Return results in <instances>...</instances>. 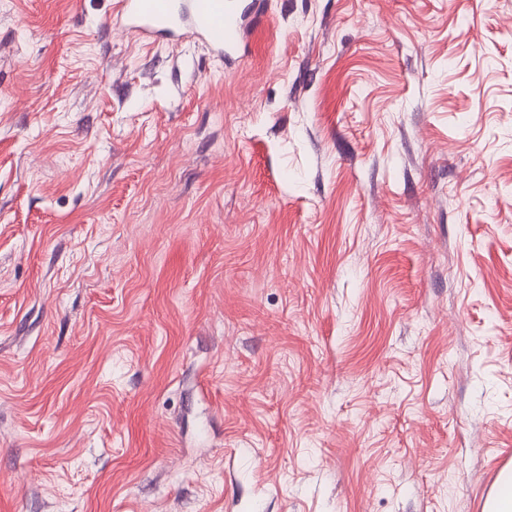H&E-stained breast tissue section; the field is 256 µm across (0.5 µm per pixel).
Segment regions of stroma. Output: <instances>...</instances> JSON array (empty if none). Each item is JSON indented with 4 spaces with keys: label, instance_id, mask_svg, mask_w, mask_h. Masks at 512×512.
Returning <instances> with one entry per match:
<instances>
[{
    "label": "stroma",
    "instance_id": "stroma-1",
    "mask_svg": "<svg viewBox=\"0 0 512 512\" xmlns=\"http://www.w3.org/2000/svg\"><path fill=\"white\" fill-rule=\"evenodd\" d=\"M0 0V512H482L512 464V0H264L228 68Z\"/></svg>",
    "mask_w": 512,
    "mask_h": 512
}]
</instances>
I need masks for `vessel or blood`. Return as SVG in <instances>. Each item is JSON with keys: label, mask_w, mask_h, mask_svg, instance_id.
Wrapping results in <instances>:
<instances>
[{"label": "vessel or blood", "mask_w": 512, "mask_h": 512, "mask_svg": "<svg viewBox=\"0 0 512 512\" xmlns=\"http://www.w3.org/2000/svg\"><path fill=\"white\" fill-rule=\"evenodd\" d=\"M254 11L253 0H117L118 16L139 39L198 42L227 65L245 52Z\"/></svg>", "instance_id": "b4317fda"}]
</instances>
